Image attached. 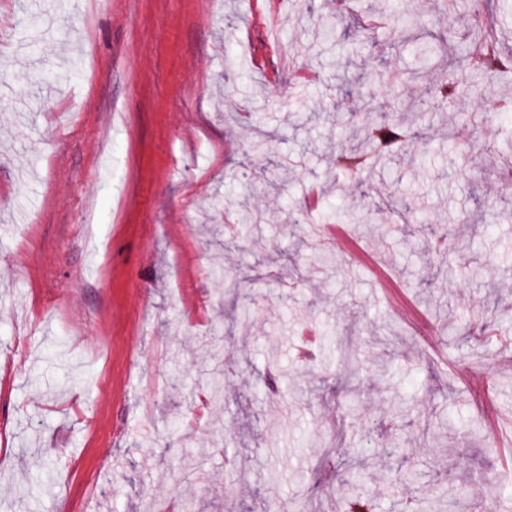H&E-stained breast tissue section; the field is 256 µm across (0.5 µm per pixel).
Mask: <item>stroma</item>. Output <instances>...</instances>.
<instances>
[{
  "mask_svg": "<svg viewBox=\"0 0 512 512\" xmlns=\"http://www.w3.org/2000/svg\"><path fill=\"white\" fill-rule=\"evenodd\" d=\"M268 2L0 0V512H339L350 484L381 512L444 493L487 512L512 474V177L480 152L512 155V120L484 108L512 69L355 183L333 160L363 126L334 113L426 110L439 66L393 15L360 42L376 0H277L273 19ZM387 67L408 80L372 83ZM453 122L469 132L451 142ZM227 196L264 222L240 233ZM407 196L454 274L384 206ZM346 211L383 234L320 245ZM219 246L253 297L225 291Z\"/></svg>",
  "mask_w": 512,
  "mask_h": 512,
  "instance_id": "obj_1",
  "label": "stroma"
}]
</instances>
